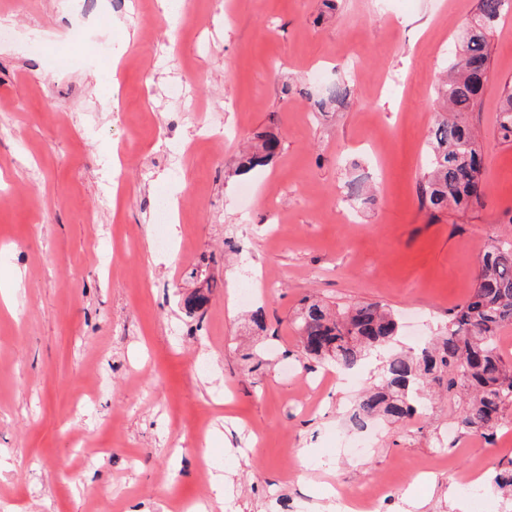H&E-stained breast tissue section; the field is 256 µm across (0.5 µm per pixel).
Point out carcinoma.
<instances>
[{
  "label": "carcinoma",
  "mask_w": 512,
  "mask_h": 512,
  "mask_svg": "<svg viewBox=\"0 0 512 512\" xmlns=\"http://www.w3.org/2000/svg\"><path fill=\"white\" fill-rule=\"evenodd\" d=\"M512 0H479L477 14L458 37L448 79L436 93L443 112L437 115L423 158L425 174L417 185L420 205L434 216L486 205L481 175L483 158L469 115L478 111L491 80V36ZM349 90L334 83L317 101L342 107ZM501 142L512 145V85H504L496 114ZM280 149L275 134L242 157L239 172L265 166ZM512 325V241L492 242L479 259L476 285L468 298L450 309L446 333L416 354L396 353L382 367L380 385L354 400L351 420L362 427L377 416L402 421L420 412L422 399L453 392L463 398L462 427L491 441L512 408V362L505 361L498 334ZM303 353L351 370L370 352L392 343L399 323L393 310L379 302L330 307L318 298L304 299L295 318Z\"/></svg>",
  "instance_id": "obj_1"
}]
</instances>
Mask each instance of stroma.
<instances>
[{
  "instance_id": "1",
  "label": "stroma",
  "mask_w": 512,
  "mask_h": 512,
  "mask_svg": "<svg viewBox=\"0 0 512 512\" xmlns=\"http://www.w3.org/2000/svg\"><path fill=\"white\" fill-rule=\"evenodd\" d=\"M478 0H0V512H336L329 492L387 484L380 512H474L512 434L459 423L463 402L354 427L370 360L321 385L292 319L304 298L392 308L403 347L444 330L482 251L512 238V11L471 117L486 206L432 217L416 185L438 79ZM43 52H33L34 44ZM186 81L190 99L166 90ZM347 106L315 111L336 81ZM281 141L240 175L243 147ZM373 188L346 198L344 185ZM179 208L160 221L157 198ZM202 272L204 310L184 300ZM249 301H241V287ZM263 307L252 340L245 314ZM264 363L248 372L243 351ZM366 442L349 457L337 434ZM226 477L230 489L217 493ZM496 130L502 143L512 145V85L505 83L496 114Z\"/></svg>"
}]
</instances>
